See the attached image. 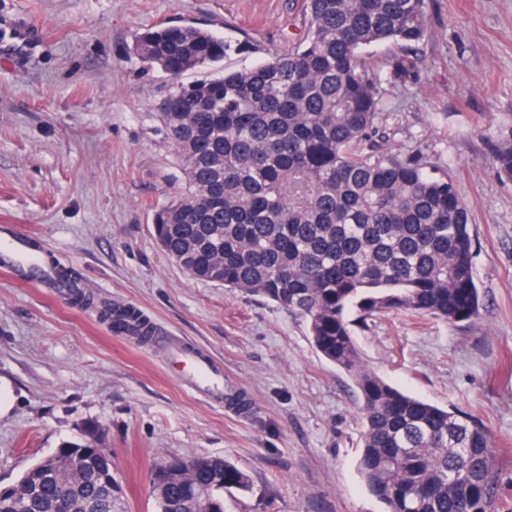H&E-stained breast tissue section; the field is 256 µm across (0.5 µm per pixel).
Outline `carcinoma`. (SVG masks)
I'll list each match as a JSON object with an SVG mask.
<instances>
[{
  "label": "carcinoma",
  "instance_id": "carcinoma-1",
  "mask_svg": "<svg viewBox=\"0 0 512 512\" xmlns=\"http://www.w3.org/2000/svg\"><path fill=\"white\" fill-rule=\"evenodd\" d=\"M303 37L247 70L184 83L185 73L241 48L198 26L150 28L135 49L175 84L161 117L186 188L156 216L160 246L187 274L263 298L298 316L315 350L351 377L364 420L358 471L381 512H495L491 436L475 418L405 393L364 369L353 336L378 314L450 324L479 315L470 214L448 173L385 152L377 75L362 50L399 49L392 74L418 75L426 0H304ZM512 179V142L493 157ZM113 330L145 325L101 307ZM159 465V512H224L249 475L223 458ZM0 512H112L88 460L49 479L21 475Z\"/></svg>",
  "mask_w": 512,
  "mask_h": 512
}]
</instances>
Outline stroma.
Here are the masks:
<instances>
[{"instance_id":"obj_1","label":"stroma","mask_w":512,"mask_h":512,"mask_svg":"<svg viewBox=\"0 0 512 512\" xmlns=\"http://www.w3.org/2000/svg\"><path fill=\"white\" fill-rule=\"evenodd\" d=\"M194 22L272 53L304 31L300 0H0V225L76 270L96 302L132 306L204 350L250 415L183 389L181 365L114 333L95 309L22 283L0 257V486L95 429L112 454L113 512H157L150 474L178 458L247 471L224 512H380L357 472L363 423L349 376L304 322L192 279L157 244L153 216L186 186L160 106L171 89L137 36ZM420 77L379 76L380 143L450 172L473 224L483 304L457 325L381 314L354 335L363 367L432 404L473 415L496 446L498 512H512V179L493 156L512 141V0H427Z\"/></svg>"}]
</instances>
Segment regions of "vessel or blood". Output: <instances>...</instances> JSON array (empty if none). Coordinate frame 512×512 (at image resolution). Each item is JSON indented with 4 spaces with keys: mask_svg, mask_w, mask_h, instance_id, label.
Returning <instances> with one entry per match:
<instances>
[{
    "mask_svg": "<svg viewBox=\"0 0 512 512\" xmlns=\"http://www.w3.org/2000/svg\"><path fill=\"white\" fill-rule=\"evenodd\" d=\"M0 254L5 255L21 279L32 284L50 286L60 299L69 298L71 284L58 278L56 264L33 250L27 238L6 230L0 231ZM148 344L152 348L164 350L183 366L184 373L180 381L184 386L212 402L226 403L228 395L224 391V378L207 355L171 341L168 334L159 328L152 329Z\"/></svg>",
    "mask_w": 512,
    "mask_h": 512,
    "instance_id": "obj_1",
    "label": "vessel or blood"
}]
</instances>
